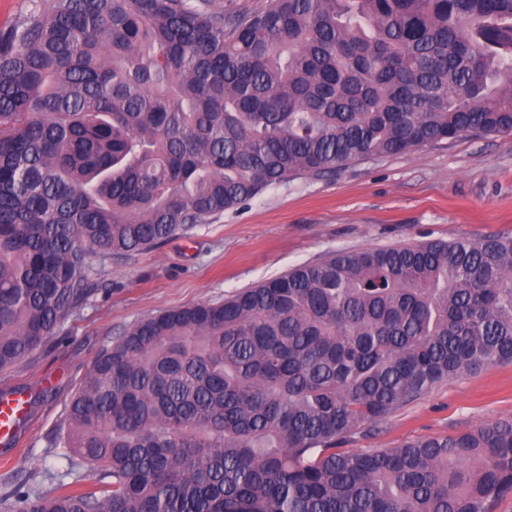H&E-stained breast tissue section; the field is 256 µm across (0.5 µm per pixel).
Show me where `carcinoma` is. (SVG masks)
<instances>
[{
	"mask_svg": "<svg viewBox=\"0 0 512 512\" xmlns=\"http://www.w3.org/2000/svg\"><path fill=\"white\" fill-rule=\"evenodd\" d=\"M512 132V0H41L0 28V369L151 250L272 185ZM512 361V238L338 251L102 346L0 512H495L512 420L352 452ZM97 464L79 490L83 461Z\"/></svg>",
	"mask_w": 512,
	"mask_h": 512,
	"instance_id": "obj_1",
	"label": "carcinoma"
}]
</instances>
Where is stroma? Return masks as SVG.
Wrapping results in <instances>:
<instances>
[{"instance_id":"1","label":"stroma","mask_w":512,"mask_h":512,"mask_svg":"<svg viewBox=\"0 0 512 512\" xmlns=\"http://www.w3.org/2000/svg\"><path fill=\"white\" fill-rule=\"evenodd\" d=\"M501 236L512 237V133L352 161L271 186L156 249L110 259L88 252L91 296L57 339L0 370V388L53 389L32 405L33 426L0 459V478L22 466L67 468L63 449L47 440L102 345L141 319L224 299L334 251ZM503 419H512V362L441 383L343 446L383 450Z\"/></svg>"}]
</instances>
